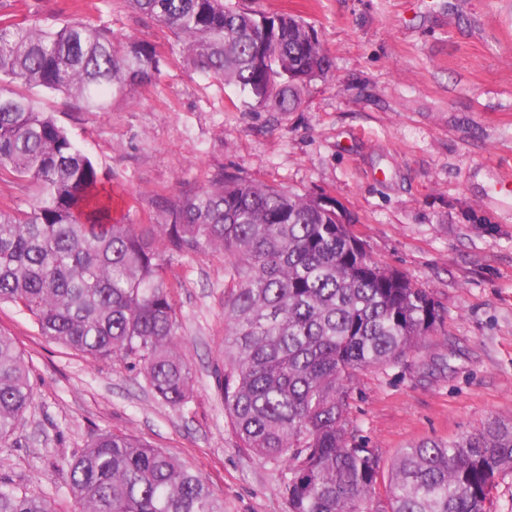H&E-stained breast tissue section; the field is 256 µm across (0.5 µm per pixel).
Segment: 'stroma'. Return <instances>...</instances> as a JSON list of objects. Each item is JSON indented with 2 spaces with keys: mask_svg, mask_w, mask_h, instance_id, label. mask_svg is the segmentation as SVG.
Listing matches in <instances>:
<instances>
[{
  "mask_svg": "<svg viewBox=\"0 0 512 512\" xmlns=\"http://www.w3.org/2000/svg\"><path fill=\"white\" fill-rule=\"evenodd\" d=\"M312 25L333 62L291 112H252L239 92L170 51L172 36L126 0H101L95 23L157 45L160 83L106 112L34 92L103 178L117 212L157 224L162 205L222 172L326 196L368 255L432 290L442 322L404 361L360 371L349 429L382 468L427 440L512 419V0H231ZM71 0H0V15L57 22ZM182 350L193 371L183 409L159 402L127 360H97L40 335L0 303L34 401L0 476L73 512L53 461L97 431H121L200 472L224 512H288L278 470L239 448L217 379L224 369V255L168 264Z\"/></svg>",
  "mask_w": 512,
  "mask_h": 512,
  "instance_id": "stroma-1",
  "label": "stroma"
}]
</instances>
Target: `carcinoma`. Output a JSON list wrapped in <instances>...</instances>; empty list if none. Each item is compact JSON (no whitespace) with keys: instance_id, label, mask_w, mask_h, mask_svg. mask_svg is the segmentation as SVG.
Segmentation results:
<instances>
[{"instance_id":"carcinoma-1","label":"carcinoma","mask_w":512,"mask_h":512,"mask_svg":"<svg viewBox=\"0 0 512 512\" xmlns=\"http://www.w3.org/2000/svg\"><path fill=\"white\" fill-rule=\"evenodd\" d=\"M160 23L196 68L244 95L243 106L289 112L332 70L313 26L224 0H126ZM74 3L60 23L0 17V179L28 185L29 207L0 205V303L41 335L96 359L134 360L154 395L189 402L191 366L163 277L174 257L224 252V410L240 447L278 468L289 512H496L512 473V421L402 449L385 499L378 449L348 429L353 379L394 365L441 322L433 293L355 245L346 214L323 196L220 175L163 205V223L112 214L117 192L30 96L73 97L86 112L142 82L162 59L146 40L90 21ZM34 399L14 339L0 333V446ZM74 512H224L207 480L137 437L100 431L56 460ZM0 512H53L0 477Z\"/></svg>"}]
</instances>
